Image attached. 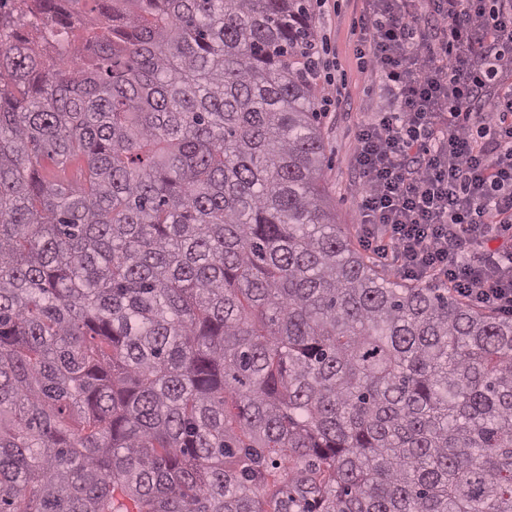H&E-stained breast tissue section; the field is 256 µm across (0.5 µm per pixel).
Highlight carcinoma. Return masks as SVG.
I'll return each mask as SVG.
<instances>
[{"label": "carcinoma", "instance_id": "1", "mask_svg": "<svg viewBox=\"0 0 512 512\" xmlns=\"http://www.w3.org/2000/svg\"><path fill=\"white\" fill-rule=\"evenodd\" d=\"M67 2L83 64L0 37V512H512V319L347 242L310 0Z\"/></svg>", "mask_w": 512, "mask_h": 512}]
</instances>
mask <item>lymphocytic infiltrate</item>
I'll return each mask as SVG.
<instances>
[{"label":"lymphocytic infiltrate","instance_id":"1","mask_svg":"<svg viewBox=\"0 0 512 512\" xmlns=\"http://www.w3.org/2000/svg\"><path fill=\"white\" fill-rule=\"evenodd\" d=\"M364 3L357 66L393 103L356 123L359 242L512 317V0Z\"/></svg>","mask_w":512,"mask_h":512}]
</instances>
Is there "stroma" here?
<instances>
[{
    "instance_id": "stroma-1",
    "label": "stroma",
    "mask_w": 512,
    "mask_h": 512,
    "mask_svg": "<svg viewBox=\"0 0 512 512\" xmlns=\"http://www.w3.org/2000/svg\"><path fill=\"white\" fill-rule=\"evenodd\" d=\"M362 7L361 0H327L315 16V29L327 46L330 73L329 81L320 82L316 100L317 109L324 114V187L336 222L350 232L361 220L352 162L355 121L360 113L392 102L384 80L363 74L356 66L350 25ZM338 86L351 103L350 111L335 109L334 89Z\"/></svg>"
}]
</instances>
